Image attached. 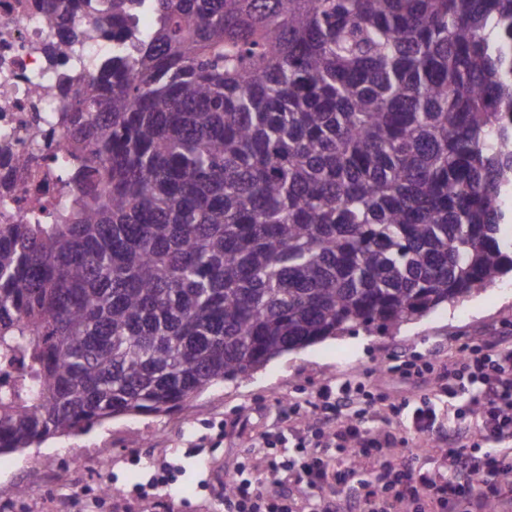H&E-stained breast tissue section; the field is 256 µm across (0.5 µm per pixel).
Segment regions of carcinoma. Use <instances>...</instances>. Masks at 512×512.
Here are the masks:
<instances>
[{"label":"carcinoma","mask_w":512,"mask_h":512,"mask_svg":"<svg viewBox=\"0 0 512 512\" xmlns=\"http://www.w3.org/2000/svg\"><path fill=\"white\" fill-rule=\"evenodd\" d=\"M107 4L76 191L0 224V454L512 271V0Z\"/></svg>","instance_id":"cac0c4a2"}]
</instances>
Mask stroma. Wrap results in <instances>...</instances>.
<instances>
[{"label":"stroma","instance_id":"1","mask_svg":"<svg viewBox=\"0 0 512 512\" xmlns=\"http://www.w3.org/2000/svg\"><path fill=\"white\" fill-rule=\"evenodd\" d=\"M493 338L512 343L511 272L460 304L400 327L331 337L278 356L250 376L205 390L189 410L115 417L15 452V467L0 470V492L23 487L24 512H42L51 491L70 500L74 512H224V489L213 469L231 479L290 402L348 375L368 377L388 402L412 400L420 389L389 372L394 356L426 350L444 360L461 346ZM100 483L112 486L108 503L70 496Z\"/></svg>","mask_w":512,"mask_h":512}]
</instances>
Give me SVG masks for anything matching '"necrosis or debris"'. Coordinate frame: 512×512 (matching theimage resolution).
Returning a JSON list of instances; mask_svg holds the SVG:
<instances>
[{"label":"necrosis or debris","mask_w":512,"mask_h":512,"mask_svg":"<svg viewBox=\"0 0 512 512\" xmlns=\"http://www.w3.org/2000/svg\"><path fill=\"white\" fill-rule=\"evenodd\" d=\"M81 36L61 56L41 0H0V224H23L61 198L56 160L66 118L93 71L112 55L106 0H57Z\"/></svg>","instance_id":"1"}]
</instances>
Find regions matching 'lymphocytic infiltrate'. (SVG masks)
Masks as SVG:
<instances>
[{"label":"lymphocytic infiltrate","mask_w":512,"mask_h":512,"mask_svg":"<svg viewBox=\"0 0 512 512\" xmlns=\"http://www.w3.org/2000/svg\"><path fill=\"white\" fill-rule=\"evenodd\" d=\"M391 369L422 386L417 400L388 403L353 378L295 402L287 425L262 434L266 448L296 450L273 463L276 490L263 489L250 468L225 493L224 512H394L407 500L416 512H512V455L479 451L512 445V346L486 342L439 366L397 359ZM400 428L440 448L448 473H416L390 454ZM345 460L368 461L370 478L353 481ZM484 471L505 479L483 490L477 477ZM344 484L347 495L332 496Z\"/></svg>","instance_id":"obj_1"}]
</instances>
